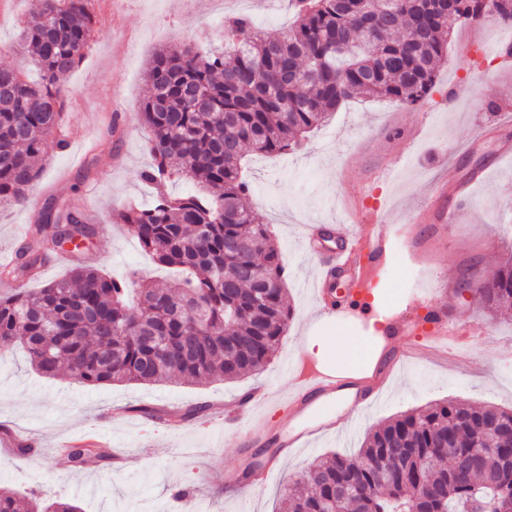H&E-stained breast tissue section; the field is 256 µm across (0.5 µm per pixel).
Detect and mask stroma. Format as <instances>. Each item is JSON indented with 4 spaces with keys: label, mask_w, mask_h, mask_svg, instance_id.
I'll return each mask as SVG.
<instances>
[{
    "label": "stroma",
    "mask_w": 512,
    "mask_h": 512,
    "mask_svg": "<svg viewBox=\"0 0 512 512\" xmlns=\"http://www.w3.org/2000/svg\"><path fill=\"white\" fill-rule=\"evenodd\" d=\"M95 24L88 47L69 75L63 149L43 162L44 172L26 205L0 207V254L11 255L37 224L45 200L58 198L98 224L82 263L130 281L165 280L109 212L134 200L152 201L138 174L149 163L148 133L140 119L146 70L161 46L224 43L227 17L243 14L268 34L287 28L286 0H90ZM30 0H0V68L14 66L18 32ZM448 62L420 105L387 100L345 103L308 134L302 150L245 157L251 192L247 202L270 224L286 267V299L293 317L266 369L232 382L204 385L135 383L80 387L65 375L34 371L20 348L0 351V430L31 443L18 455L0 447V485L19 496L74 502L80 512H236L232 482L257 447L248 445V419L236 420L234 439L223 425L198 426L185 410L204 403L223 416L224 405L265 382L279 392L298 377L294 362L316 307L310 284L316 262L304 243L305 227L335 221L345 203L376 204L394 239L388 264L376 281L385 304L406 308L415 323L428 320L418 302L430 295L448 302L456 327L466 330L459 348L429 346L423 333L405 339L408 349L385 392L358 421L349 410L336 420L350 432L282 457L266 488L253 496V512H280L289 481L316 457L359 448L366 433L403 412L445 399L512 409V311L492 317L461 296L462 276H492L502 254L512 250V59L496 45L512 39V25L482 24L480 43L470 26L450 22ZM474 86L464 99L449 100L452 87ZM469 181L470 204L446 225L433 221L429 206L440 184ZM414 228L412 241L401 226ZM182 415L170 431L167 414ZM94 433L124 455L121 467L90 460L71 469L56 445ZM187 489L186 501L173 498Z\"/></svg>",
    "instance_id": "35a3bbf8"
}]
</instances>
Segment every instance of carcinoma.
Returning a JSON list of instances; mask_svg holds the SVG:
<instances>
[{
  "mask_svg": "<svg viewBox=\"0 0 512 512\" xmlns=\"http://www.w3.org/2000/svg\"><path fill=\"white\" fill-rule=\"evenodd\" d=\"M294 21L254 33L246 16L228 22L230 52L193 44L158 53L147 72L141 119L154 190L148 206L125 204L113 219L155 264L181 277L144 285L77 265L36 290L0 296V349L21 345L32 368L64 371L73 383L234 381L262 371L292 317L284 266L269 225L245 202L243 148L275 156L350 100L407 106L425 100L448 59L447 0H293ZM466 22L512 21V0H455ZM89 0H34L20 33L37 82L0 68V205L27 203L39 159L64 147V78L92 30ZM190 180L200 191L172 194ZM95 225L52 199L7 275L31 280L64 245L91 241ZM490 311L512 309V257L490 279L462 280ZM496 428L500 453L476 458ZM453 442L456 454L446 453ZM81 468L108 458L91 444L65 450ZM285 512H512V409L432 403L370 431L357 453L316 458L284 495ZM0 512H78L69 501L23 503L0 486Z\"/></svg>",
  "mask_w": 512,
  "mask_h": 512,
  "instance_id": "1",
  "label": "carcinoma"
}]
</instances>
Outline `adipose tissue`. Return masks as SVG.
<instances>
[{"mask_svg": "<svg viewBox=\"0 0 512 512\" xmlns=\"http://www.w3.org/2000/svg\"><path fill=\"white\" fill-rule=\"evenodd\" d=\"M301 346L305 355L339 372L371 366L379 357L376 341L365 336H306Z\"/></svg>", "mask_w": 512, "mask_h": 512, "instance_id": "obj_1", "label": "adipose tissue"}]
</instances>
